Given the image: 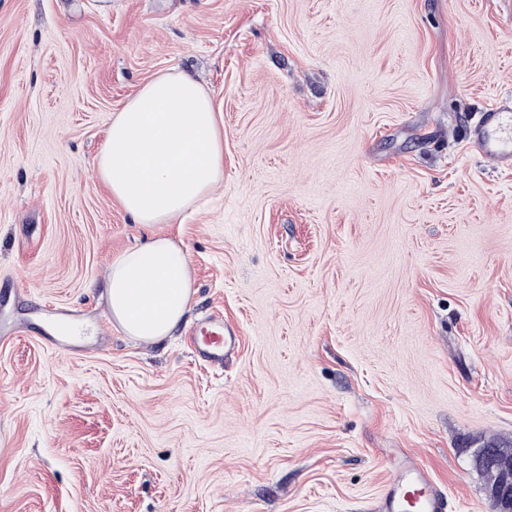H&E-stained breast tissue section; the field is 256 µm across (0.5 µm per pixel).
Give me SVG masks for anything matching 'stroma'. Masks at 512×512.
<instances>
[{"mask_svg": "<svg viewBox=\"0 0 512 512\" xmlns=\"http://www.w3.org/2000/svg\"><path fill=\"white\" fill-rule=\"evenodd\" d=\"M224 119V181L183 242L193 325L108 317L147 235L95 173L160 71ZM512 98V0H0V512H371L414 455L447 512H493L512 445V169L468 147ZM88 323L61 353L33 325ZM186 335L194 357L204 365H222L224 359L240 349L243 341L238 328L224 323V314L220 310L190 326Z\"/></svg>", "mask_w": 512, "mask_h": 512, "instance_id": "obj_1", "label": "stroma"}]
</instances>
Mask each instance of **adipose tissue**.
I'll use <instances>...</instances> for the list:
<instances>
[{
  "mask_svg": "<svg viewBox=\"0 0 512 512\" xmlns=\"http://www.w3.org/2000/svg\"><path fill=\"white\" fill-rule=\"evenodd\" d=\"M223 127L211 94L178 71L151 79L112 119L95 172L150 234L113 260L106 288L114 322L138 340L174 336L189 309L187 252L155 227L179 223L222 183Z\"/></svg>",
  "mask_w": 512,
  "mask_h": 512,
  "instance_id": "obj_1",
  "label": "adipose tissue"
}]
</instances>
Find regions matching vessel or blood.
<instances>
[{"label": "vessel or blood", "mask_w": 512, "mask_h": 512, "mask_svg": "<svg viewBox=\"0 0 512 512\" xmlns=\"http://www.w3.org/2000/svg\"><path fill=\"white\" fill-rule=\"evenodd\" d=\"M473 152L507 168H512V100L501 98L480 113L470 128ZM243 338L238 328L224 321L222 311H214L186 332V342L199 363L220 365L238 351ZM392 472L376 512H445L446 496L430 473L408 455L388 458Z\"/></svg>", "instance_id": "vessel-or-blood-1"}]
</instances>
